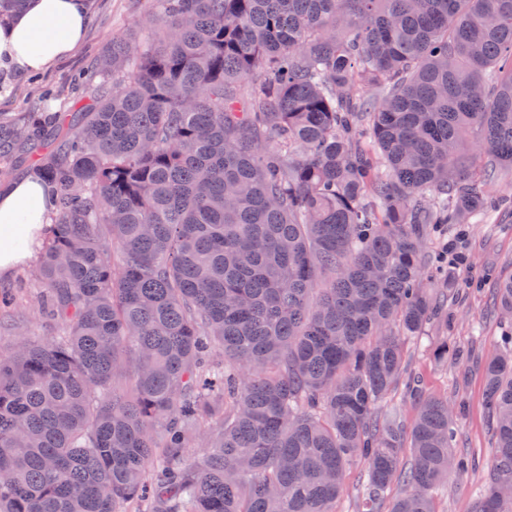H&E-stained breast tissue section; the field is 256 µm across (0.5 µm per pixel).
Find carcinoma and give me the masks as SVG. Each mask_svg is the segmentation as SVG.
<instances>
[{
  "label": "carcinoma",
  "instance_id": "cac0c4a2",
  "mask_svg": "<svg viewBox=\"0 0 512 512\" xmlns=\"http://www.w3.org/2000/svg\"><path fill=\"white\" fill-rule=\"evenodd\" d=\"M77 112L0 120L52 188L32 285L57 320L0 357V512H433L469 466L448 403L378 415L439 307L430 224L512 170V0H153ZM373 90L378 96L369 99ZM512 322V276L496 288ZM474 512H512V348ZM201 444L198 460L187 449ZM411 464H402L404 449ZM366 468L364 465H353L346 469L342 490L336 501L337 512H358L361 506V500L365 493V483L367 481Z\"/></svg>",
  "mask_w": 512,
  "mask_h": 512
}]
</instances>
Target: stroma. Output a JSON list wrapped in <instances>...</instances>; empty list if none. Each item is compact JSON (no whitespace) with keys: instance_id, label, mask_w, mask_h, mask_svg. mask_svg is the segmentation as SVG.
<instances>
[{"instance_id":"1","label":"stroma","mask_w":512,"mask_h":512,"mask_svg":"<svg viewBox=\"0 0 512 512\" xmlns=\"http://www.w3.org/2000/svg\"><path fill=\"white\" fill-rule=\"evenodd\" d=\"M88 2L91 22L80 50L52 74L0 86V113L61 112L88 100L97 62L113 38L137 29L148 0ZM427 248L442 257L439 268L426 280L427 293L452 287L465 289L466 294L461 301L449 303L446 324L430 327L422 340L409 341L408 371L418 377L425 395L455 406L458 447L476 458L475 469L451 476L437 487L434 512H473L476 491L486 485L495 455L484 409L482 361L500 350L499 315L489 288L512 275V215H503L498 224L430 228ZM27 271L23 265L0 280L1 288L17 289L19 295L15 316L0 319L3 356L12 351L21 334L45 338L56 330L55 321L40 313L36 290L21 283ZM443 342L455 350L454 358L435 356V347Z\"/></svg>"}]
</instances>
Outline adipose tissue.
Listing matches in <instances>:
<instances>
[{
    "instance_id": "1",
    "label": "adipose tissue",
    "mask_w": 512,
    "mask_h": 512,
    "mask_svg": "<svg viewBox=\"0 0 512 512\" xmlns=\"http://www.w3.org/2000/svg\"><path fill=\"white\" fill-rule=\"evenodd\" d=\"M89 23L86 0H27L0 17V68L47 74L81 46ZM50 198L49 185L32 176L0 183V276L31 258L48 227Z\"/></svg>"
}]
</instances>
